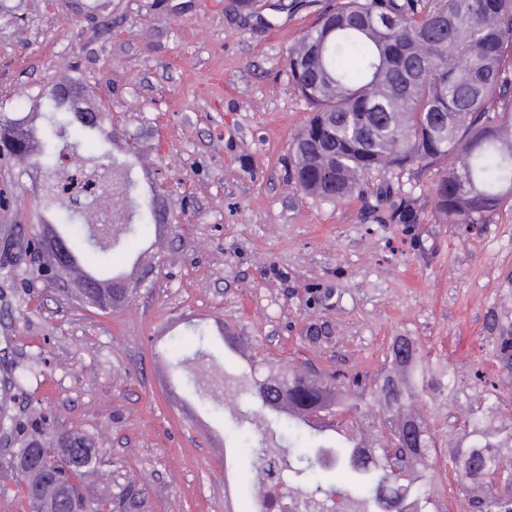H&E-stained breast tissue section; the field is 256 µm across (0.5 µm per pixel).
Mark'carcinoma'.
<instances>
[{
	"mask_svg": "<svg viewBox=\"0 0 512 512\" xmlns=\"http://www.w3.org/2000/svg\"><path fill=\"white\" fill-rule=\"evenodd\" d=\"M291 82L312 112L289 145L291 173L300 191L320 201L337 203L367 196L368 177L382 167L398 173L445 164L434 183L437 214L444 224H491L512 207V0H335L288 49ZM43 112L21 119L1 120L0 150L16 156L24 151L53 177L46 197L56 219L48 230L67 246L69 261L89 273L77 282L96 285L93 302L107 309L128 299L118 288L122 278L108 274L104 258L120 239L94 224L74 220V200L61 189L56 174L70 172V181L83 180L84 161L61 160L55 141L67 132L76 150L99 137L110 142L102 122L89 127L63 103L44 97ZM91 171L111 207L122 206L123 190L137 191L131 171L102 151ZM158 193L144 196L140 221L157 222ZM385 224H415V198L389 183L375 202ZM14 248L0 269L11 273L45 247L44 236L18 233ZM406 336L393 338L383 374L372 381L355 378L347 390L335 378L306 373L261 371L254 366L251 394L276 414L288 429V454L302 467L294 474L308 481L307 493H325L319 473L343 472L348 495L375 507L373 512H403L401 504L416 501L414 512H445L431 499L428 483L430 453L436 447L431 419L417 408L421 396L448 387L429 375L424 357L409 350ZM0 390V441L5 442L0 468L4 482L32 495H23V512H54L60 497L69 512H137L140 502L130 496L117 504L109 497L92 498L84 477L107 465L106 449L85 435L36 428L9 411V403L26 397L34 377L29 367L4 368ZM384 420H371L374 408ZM323 416L344 425L327 439L325 429L312 421ZM411 435L409 447L399 450L403 463L394 472L389 462L390 440ZM249 464L257 469L266 445L252 440ZM448 465L458 491L471 512H512V495L493 477L496 469L512 467V414L499 401L478 406L463 424L448 434Z\"/></svg>",
	"mask_w": 512,
	"mask_h": 512,
	"instance_id": "obj_1",
	"label": "carcinoma"
}]
</instances>
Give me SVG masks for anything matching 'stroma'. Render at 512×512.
Wrapping results in <instances>:
<instances>
[{"instance_id": "stroma-1", "label": "stroma", "mask_w": 512, "mask_h": 512, "mask_svg": "<svg viewBox=\"0 0 512 512\" xmlns=\"http://www.w3.org/2000/svg\"><path fill=\"white\" fill-rule=\"evenodd\" d=\"M0 0V116L38 111L42 93L82 79L107 107L112 155L170 207L115 248L132 276L122 306L100 311L28 263L0 273V361L38 370L30 403L49 426L108 451L94 497L137 492L139 512H250L262 488L240 456L238 424L260 415L251 362L374 376L407 336L453 395L423 397L438 446L433 497L469 512L444 444L471 406L512 402V371L492 350L512 335V211L491 224L435 218L437 169L374 172L396 182L420 219L383 224L361 199L327 203L290 176L288 145L310 109L287 51L329 0ZM43 173L0 156V237H34L48 217ZM207 330L193 336L194 326ZM206 357L176 364L170 351ZM220 379L224 389L211 391ZM238 477L235 497L227 480Z\"/></svg>"}]
</instances>
